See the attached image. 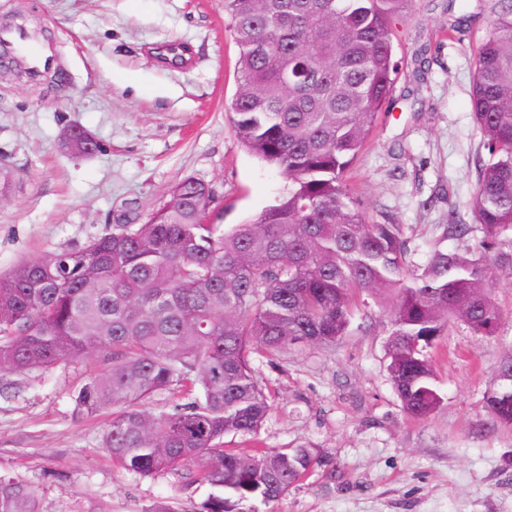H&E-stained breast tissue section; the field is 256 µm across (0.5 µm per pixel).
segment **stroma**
Instances as JSON below:
<instances>
[{
	"mask_svg": "<svg viewBox=\"0 0 512 512\" xmlns=\"http://www.w3.org/2000/svg\"><path fill=\"white\" fill-rule=\"evenodd\" d=\"M496 11V0H414L393 95L348 174L369 221L402 225L417 265L433 248H457L448 220L476 221L470 200L485 151L471 91ZM457 17L458 33L442 36ZM12 22L46 34L55 61L37 81L0 78V159L14 175L0 196V274L111 231L122 212L145 223L187 176L211 186L210 221L225 228L287 188L232 128L238 48L224 0H0V24ZM171 39L186 65L162 56ZM70 125L94 134L99 152L68 153ZM493 295L498 335L455 323L439 336L431 356L441 403L424 420L406 414L392 386L388 314L367 294L336 344L255 357L271 404L260 446H310L319 461L279 501L253 502L254 512H512V426L486 407L512 348V278L497 279ZM107 365L91 353L14 376L16 396H0V473L37 485L41 512H152L162 501L193 512L211 492L195 464L146 478L122 471L102 444L110 410L76 416L75 393Z\"/></svg>",
	"mask_w": 512,
	"mask_h": 512,
	"instance_id": "1",
	"label": "stroma"
}]
</instances>
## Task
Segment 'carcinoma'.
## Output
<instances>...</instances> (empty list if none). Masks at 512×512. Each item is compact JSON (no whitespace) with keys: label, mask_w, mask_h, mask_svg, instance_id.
I'll list each match as a JSON object with an SVG mask.
<instances>
[{"label":"carcinoma","mask_w":512,"mask_h":512,"mask_svg":"<svg viewBox=\"0 0 512 512\" xmlns=\"http://www.w3.org/2000/svg\"><path fill=\"white\" fill-rule=\"evenodd\" d=\"M413 0H224L238 47L229 110L251 155L288 175L276 203L225 231L207 222L213 192L187 176L144 224H114L84 245L0 275V373L23 375L93 352L111 365L74 410L112 418L117 467L149 477L194 462L221 490L197 512H253L317 461L314 448L257 443L270 405L252 358L347 335L357 294L389 309L388 370L403 410L424 420L441 397L427 351L451 321L499 332L496 275L512 276V0L475 63L471 107L487 158L474 224H450L454 251L411 264L401 226L372 223L345 173L368 143L397 76L395 39ZM178 395L156 413L151 399ZM486 406L512 425V352ZM0 512H40L38 488L0 474Z\"/></svg>","instance_id":"carcinoma-1"}]
</instances>
